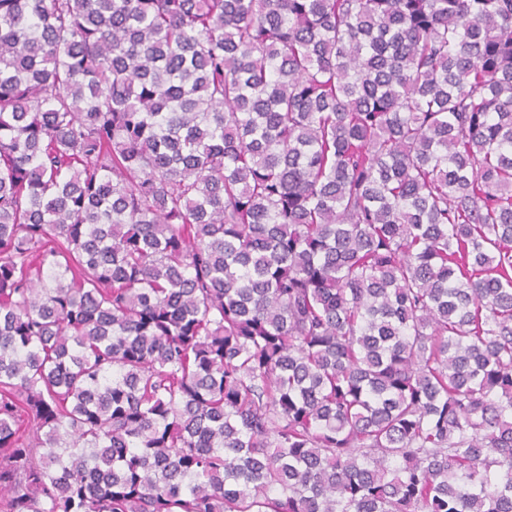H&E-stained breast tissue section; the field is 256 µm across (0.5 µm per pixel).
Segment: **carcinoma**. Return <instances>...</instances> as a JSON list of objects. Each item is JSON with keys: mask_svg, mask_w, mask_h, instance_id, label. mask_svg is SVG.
I'll list each match as a JSON object with an SVG mask.
<instances>
[{"mask_svg": "<svg viewBox=\"0 0 512 512\" xmlns=\"http://www.w3.org/2000/svg\"><path fill=\"white\" fill-rule=\"evenodd\" d=\"M0 512H512V0H0Z\"/></svg>", "mask_w": 512, "mask_h": 512, "instance_id": "1", "label": "carcinoma"}]
</instances>
